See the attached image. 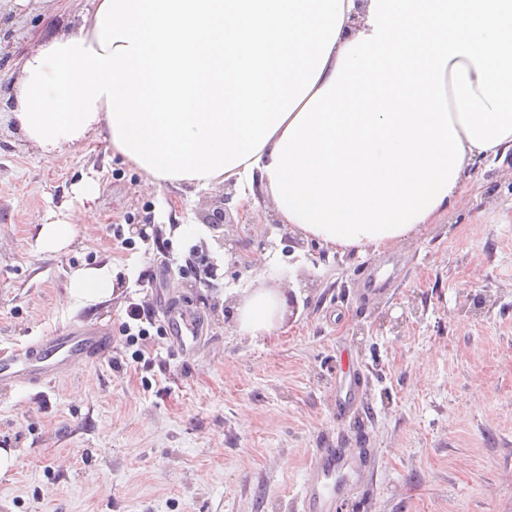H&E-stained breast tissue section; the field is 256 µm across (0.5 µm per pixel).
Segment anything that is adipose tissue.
Listing matches in <instances>:
<instances>
[{
	"label": "adipose tissue",
	"instance_id": "ef3b65f1",
	"mask_svg": "<svg viewBox=\"0 0 512 512\" xmlns=\"http://www.w3.org/2000/svg\"><path fill=\"white\" fill-rule=\"evenodd\" d=\"M8 99L42 154L102 130L151 186L257 189L306 238L383 250L512 152V0H93ZM115 291L107 265L70 277L83 305ZM286 307L277 287L231 304L251 336Z\"/></svg>",
	"mask_w": 512,
	"mask_h": 512
}]
</instances>
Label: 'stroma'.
I'll return each mask as SVG.
<instances>
[{"mask_svg":"<svg viewBox=\"0 0 512 512\" xmlns=\"http://www.w3.org/2000/svg\"><path fill=\"white\" fill-rule=\"evenodd\" d=\"M88 6L29 0V47ZM472 172L422 233L334 252L261 192L145 187L99 134L47 156L0 109V354L85 324L112 333L101 364L0 382V512H296L321 448L367 466L345 512H512V153ZM85 176L100 189L80 202ZM220 205L231 224L204 223ZM245 209L253 223H237ZM71 210V242L39 250L41 224ZM106 264L121 288L75 304L72 272ZM264 286L295 311L240 335L223 296ZM134 306L148 335L122 333ZM168 307L197 324L195 346L170 337Z\"/></svg>","mask_w":512,"mask_h":512,"instance_id":"obj_1","label":"stroma"}]
</instances>
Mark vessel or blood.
I'll list each match as a JSON object with an SVG mask.
<instances>
[{
    "label": "vessel or blood",
    "instance_id": "obj_1",
    "mask_svg": "<svg viewBox=\"0 0 512 512\" xmlns=\"http://www.w3.org/2000/svg\"><path fill=\"white\" fill-rule=\"evenodd\" d=\"M170 336L186 344L197 330L181 315L167 317ZM112 342L110 334L95 328H84L47 337L43 343L0 357V380L28 385L45 384L61 367L99 363ZM356 477L355 463L340 450L322 448L318 462L303 481L300 512H341L346 490Z\"/></svg>",
    "mask_w": 512,
    "mask_h": 512
}]
</instances>
